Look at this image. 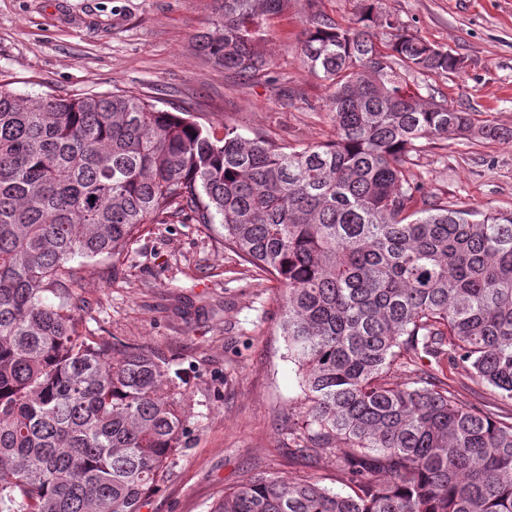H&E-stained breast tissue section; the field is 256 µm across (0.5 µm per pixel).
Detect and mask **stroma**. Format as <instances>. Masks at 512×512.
I'll use <instances>...</instances> for the list:
<instances>
[{
    "label": "stroma",
    "mask_w": 512,
    "mask_h": 512,
    "mask_svg": "<svg viewBox=\"0 0 512 512\" xmlns=\"http://www.w3.org/2000/svg\"><path fill=\"white\" fill-rule=\"evenodd\" d=\"M360 0H316L266 20L270 77L243 81L196 53L220 20L215 0H0V82L22 98L130 90L157 108L246 137L291 144L334 134L329 89L300 61L310 13L349 24ZM381 12L462 61L447 77L413 73L409 91L444 97L512 130V0H380ZM453 207L512 211V139L425 146L413 168ZM84 331L164 349L193 401L185 448L142 512H211L254 473L343 490L332 457L300 452L290 430L302 391L280 329L282 289L225 250L217 228L177 219L144 230L119 266L96 263L76 290Z\"/></svg>",
    "instance_id": "1"
}]
</instances>
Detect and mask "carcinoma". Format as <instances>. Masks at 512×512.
Listing matches in <instances>:
<instances>
[{"label":"carcinoma","mask_w":512,"mask_h":512,"mask_svg":"<svg viewBox=\"0 0 512 512\" xmlns=\"http://www.w3.org/2000/svg\"><path fill=\"white\" fill-rule=\"evenodd\" d=\"M216 2L196 50L270 74L261 25L292 0ZM362 2L346 26L313 15L303 31L301 61L331 91L326 143L220 135L128 91L26 101L0 85V512H141L182 447L191 403L169 357L112 359L71 294L90 262L117 267L146 225L181 216L219 223L284 288L300 436L349 488L262 473L214 512H512V421L448 384L464 373L512 400V211L452 209L410 170L427 144L499 128L406 92L408 73L461 60Z\"/></svg>","instance_id":"1"}]
</instances>
